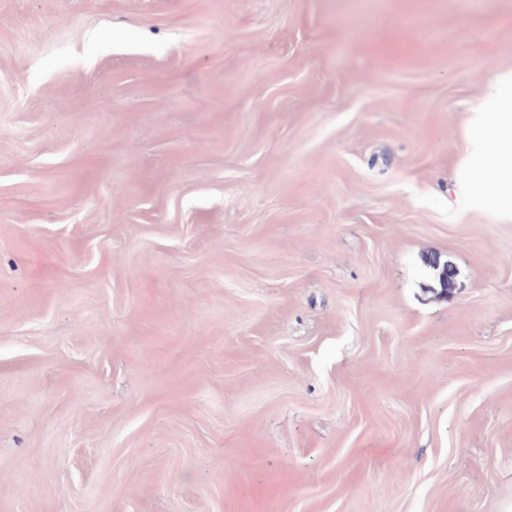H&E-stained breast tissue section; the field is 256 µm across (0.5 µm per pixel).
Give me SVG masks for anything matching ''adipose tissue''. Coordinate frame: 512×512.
Wrapping results in <instances>:
<instances>
[{
	"mask_svg": "<svg viewBox=\"0 0 512 512\" xmlns=\"http://www.w3.org/2000/svg\"><path fill=\"white\" fill-rule=\"evenodd\" d=\"M466 154L456 172V205L512 221V69L497 70L465 121Z\"/></svg>",
	"mask_w": 512,
	"mask_h": 512,
	"instance_id": "obj_1",
	"label": "adipose tissue"
}]
</instances>
